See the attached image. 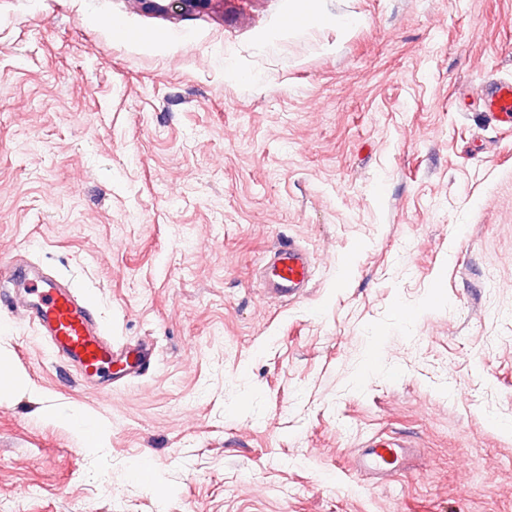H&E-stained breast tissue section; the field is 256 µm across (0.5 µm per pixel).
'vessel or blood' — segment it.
I'll return each instance as SVG.
<instances>
[{"label": "vessel or blood", "instance_id": "obj_1", "mask_svg": "<svg viewBox=\"0 0 512 512\" xmlns=\"http://www.w3.org/2000/svg\"><path fill=\"white\" fill-rule=\"evenodd\" d=\"M485 111L512 118V82L486 84ZM267 287L280 296H301L312 279L308 253L294 242L281 243L264 266ZM13 311L33 322L50 340L54 352L76 366L84 380L100 377L127 380L139 375L154 360L149 340L132 345L115 344L106 337L94 311L72 288L58 278L32 280L16 294ZM408 451L395 441L376 439L363 448L358 465L377 474L401 470Z\"/></svg>", "mask_w": 512, "mask_h": 512}]
</instances>
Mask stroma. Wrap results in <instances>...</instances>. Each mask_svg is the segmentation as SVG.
<instances>
[{
  "label": "stroma",
  "instance_id": "stroma-1",
  "mask_svg": "<svg viewBox=\"0 0 512 512\" xmlns=\"http://www.w3.org/2000/svg\"><path fill=\"white\" fill-rule=\"evenodd\" d=\"M494 79L512 0H0V272L157 352L103 395L0 311V512H512ZM290 239L295 300L261 279ZM381 433L398 474L356 465ZM268 288L291 300L301 296L312 280V263L308 253L294 242H282L264 265Z\"/></svg>",
  "mask_w": 512,
  "mask_h": 512
}]
</instances>
